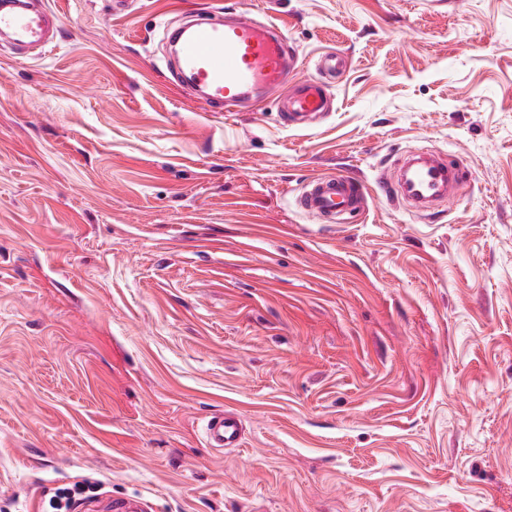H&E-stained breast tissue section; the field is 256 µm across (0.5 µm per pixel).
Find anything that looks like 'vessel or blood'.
Masks as SVG:
<instances>
[{"label":"vessel or blood","mask_w":512,"mask_h":512,"mask_svg":"<svg viewBox=\"0 0 512 512\" xmlns=\"http://www.w3.org/2000/svg\"><path fill=\"white\" fill-rule=\"evenodd\" d=\"M58 35L59 16L47 0H0V38L12 49L41 51L54 46ZM166 40L175 48L172 59L179 81L210 111L234 112L273 97L289 121L306 125L331 108L322 83L290 84L295 51L279 27L259 23L247 13L167 30ZM460 186L457 173L436 161L408 169L395 191L426 203L455 198ZM360 193L349 176L336 174L311 184L301 203L332 221L355 210ZM242 435L243 424L232 412L210 418L205 429L212 448L239 447Z\"/></svg>","instance_id":"1"}]
</instances>
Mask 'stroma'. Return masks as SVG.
<instances>
[{"label":"stroma","mask_w":512,"mask_h":512,"mask_svg":"<svg viewBox=\"0 0 512 512\" xmlns=\"http://www.w3.org/2000/svg\"><path fill=\"white\" fill-rule=\"evenodd\" d=\"M0 44V512H512V0H48ZM279 25L334 112H209L162 29ZM427 147L431 211L377 195ZM346 173L359 209L305 212ZM232 411L237 448L204 427ZM59 15L46 0H0V39L20 52L57 43Z\"/></svg>","instance_id":"1"}]
</instances>
